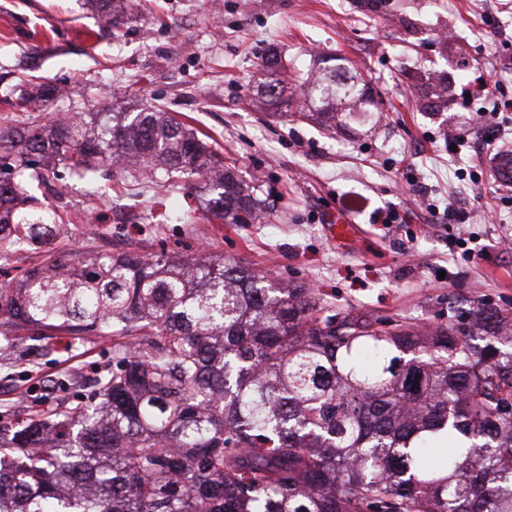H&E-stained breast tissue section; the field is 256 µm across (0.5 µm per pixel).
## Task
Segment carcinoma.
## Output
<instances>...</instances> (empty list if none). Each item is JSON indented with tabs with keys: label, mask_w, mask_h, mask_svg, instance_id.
Returning <instances> with one entry per match:
<instances>
[{
	"label": "carcinoma",
	"mask_w": 512,
	"mask_h": 512,
	"mask_svg": "<svg viewBox=\"0 0 512 512\" xmlns=\"http://www.w3.org/2000/svg\"><path fill=\"white\" fill-rule=\"evenodd\" d=\"M112 35L121 0H97ZM347 125L378 102L346 64L301 83ZM262 97L290 107L280 84ZM85 173L205 181L226 224L260 200L167 112L0 129V263L43 236L33 157ZM112 333V370L74 404L0 425V512H512V311L441 324L324 311L315 290L200 250L76 254L0 281V350Z\"/></svg>",
	"instance_id": "cac0c4a2"
}]
</instances>
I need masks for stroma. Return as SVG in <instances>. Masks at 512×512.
<instances>
[{
  "instance_id": "1",
  "label": "stroma",
  "mask_w": 512,
  "mask_h": 512,
  "mask_svg": "<svg viewBox=\"0 0 512 512\" xmlns=\"http://www.w3.org/2000/svg\"><path fill=\"white\" fill-rule=\"evenodd\" d=\"M277 51V71H261ZM351 63L380 102L371 120L325 131L302 113L257 100L260 81L299 84L325 61ZM482 66L512 98V0H127L120 37L103 30L90 0H0V127L27 115L7 99L51 83L59 112H136L154 105L177 117L238 178L256 188L261 218L224 224L208 217L205 188L162 180L94 179L56 168L35 206L60 221L12 254L7 272L75 253L107 256L207 251L269 279L314 288L336 314L444 323L449 306L512 309V187L483 164V99L470 96L465 64ZM446 87L438 111L417 97L432 79ZM470 130L449 153L447 130ZM465 194L468 219L448 221V198ZM359 199L347 244L329 224L345 199ZM398 210V223L382 218ZM112 368L111 336L24 339L0 353V424L48 401H77Z\"/></svg>"
}]
</instances>
